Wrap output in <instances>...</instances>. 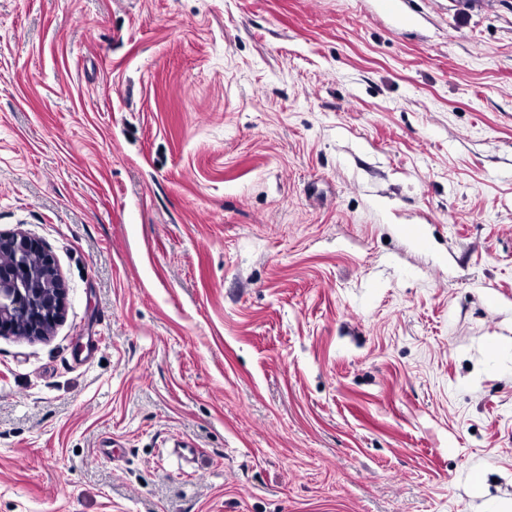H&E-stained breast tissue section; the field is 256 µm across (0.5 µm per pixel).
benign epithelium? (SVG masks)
<instances>
[{
    "mask_svg": "<svg viewBox=\"0 0 512 512\" xmlns=\"http://www.w3.org/2000/svg\"><path fill=\"white\" fill-rule=\"evenodd\" d=\"M66 300L44 246L22 231L0 234V336L49 337L65 314Z\"/></svg>",
    "mask_w": 512,
    "mask_h": 512,
    "instance_id": "1",
    "label": "benign epithelium"
}]
</instances>
